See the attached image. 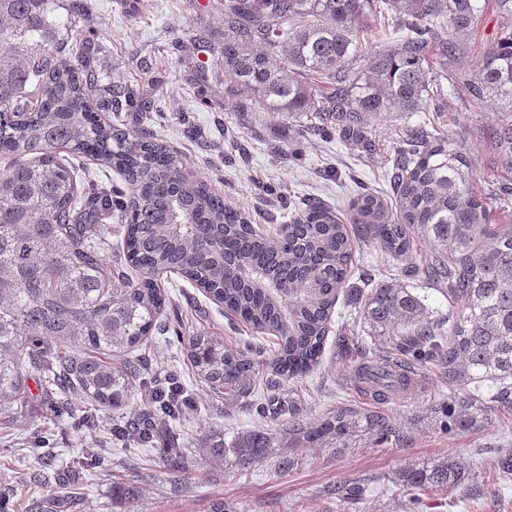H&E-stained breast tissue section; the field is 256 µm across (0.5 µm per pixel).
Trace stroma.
<instances>
[{
	"label": "stroma",
	"instance_id": "35a3bbf8",
	"mask_svg": "<svg viewBox=\"0 0 512 512\" xmlns=\"http://www.w3.org/2000/svg\"><path fill=\"white\" fill-rule=\"evenodd\" d=\"M88 11L76 20L71 46L93 41L95 67L103 83L118 86L148 84L149 113L122 110L113 123L136 134L147 130L159 143L180 156L193 176L207 180L227 205L249 215L257 228L276 230L288 223L295 204L317 198L350 216L349 204L358 195L375 193L386 200L391 158L407 129L428 124L448 132L472 166L471 186L490 196L501 176L500 145L485 136L487 126L506 120L497 105L469 102L458 76L473 71L480 51L500 31L492 9L480 14L475 28L461 39L464 60H449L441 80L444 99L431 101L419 112H390L368 123L361 141L340 132L324 136L312 112L279 119L258 102L249 111H233L234 87L214 63H200L192 52H179L175 42L200 38L224 40L222 0L208 7L189 0H88ZM362 52L349 65L361 69L368 58L395 48L406 31L369 17ZM427 244L415 245L411 261L424 263ZM408 261V262H411ZM408 262L385 256L376 244L356 242L349 285L369 288L378 280L403 278ZM158 284L170 302L165 310L168 332L148 337L136 349L146 375L177 371L192 407L168 427L170 442L186 449L192 467L185 480L164 472L156 447L112 438V427L136 417L149 401V389L135 383L125 405L82 406L75 414L50 411L52 390L43 386L32 408L9 426L0 428V512H37L47 486H65L69 496L62 512H209L221 499L239 512H512V477H501L495 460L512 448V412L492 411L467 428L449 432L440 424V402L451 386L437 367L415 369L416 383L383 401L360 392L351 363L326 354L309 375L285 382L281 400L295 401L303 421L311 423L338 407L382 411L392 416L397 436L382 440L367 433L351 447L309 448L284 437L280 421L259 416V395L237 400L210 396L194 372L180 343L189 332L210 331L230 344L261 341L273 349L272 336H257L249 325L229 320L224 308L181 275H160ZM210 424L232 438L262 427L273 433L268 461L241 471L214 462L195 446L198 427ZM105 457L103 466L84 467L86 458ZM298 458L293 470L277 467L279 457ZM451 455L473 474L459 486L406 490L393 481L397 470L415 461ZM363 481L362 499L342 501L333 489L340 481ZM122 481L135 490L133 499L116 502L112 484Z\"/></svg>",
	"mask_w": 512,
	"mask_h": 512
}]
</instances>
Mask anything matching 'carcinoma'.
<instances>
[{"label": "carcinoma", "mask_w": 512, "mask_h": 512, "mask_svg": "<svg viewBox=\"0 0 512 512\" xmlns=\"http://www.w3.org/2000/svg\"><path fill=\"white\" fill-rule=\"evenodd\" d=\"M491 2L502 32L484 50L468 92L475 103L501 101L512 112V0H224V41L204 52L265 111L316 112L322 131L336 125L360 138L370 118L417 112L441 98L429 25L448 23L439 55L461 59L458 35L472 30ZM375 3L405 15L407 34L395 50L352 72L347 62L360 51L359 25ZM87 8L84 0H68L63 13L59 0H0V426L29 405V369L41 366L57 386L61 411L128 402L141 372L131 352L166 329L157 276L168 271L195 282L255 332L276 337L267 355L251 342L233 349L220 336H187L188 355L213 394L245 397L262 370L268 389L305 375L325 355L356 238L397 259L414 242H429V260L408 273L431 282L449 304L445 323L396 281L370 289L364 319L399 332L383 351L375 336L336 330V354L360 359L358 388L384 401L408 388L411 369L432 364L454 386L445 428L469 426L478 408H512V224L496 222L488 198L472 192L467 159L448 135L424 124L406 131L390 173L396 211L365 195L351 205L350 228L313 199L288 235L261 233L152 136H131L98 118L121 101L141 109L145 102L136 89L101 83L91 46L75 53L74 64L60 56L58 40ZM32 85L35 96L26 91ZM486 135L504 148L501 164L512 175V120ZM60 148L121 171L130 194L78 188L79 172L57 156ZM494 200L500 210L512 208L511 180L500 183ZM116 211L136 279L112 269L91 245ZM152 394L141 419L117 428L140 445L166 441L159 424L178 418L188 402L175 375L154 381ZM259 413L288 414V434L313 447L345 448L366 431L382 439L397 431L387 414L353 409L328 412L309 426L292 400L270 398ZM199 437L212 458L240 470L266 459L272 441L255 430L226 442L209 425ZM160 458L173 478L188 473L185 449L163 447ZM468 477L445 456L408 465L395 481L423 489ZM364 492L357 480L334 489L343 501Z\"/></svg>", "instance_id": "cac0c4a2"}]
</instances>
